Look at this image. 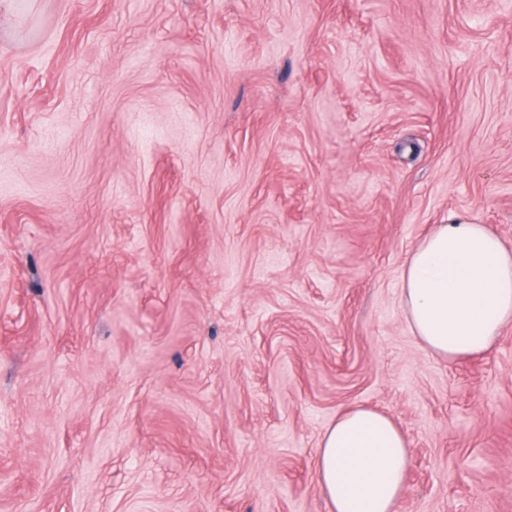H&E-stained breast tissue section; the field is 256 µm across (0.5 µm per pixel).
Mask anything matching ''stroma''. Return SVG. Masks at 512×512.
<instances>
[{"label":"stroma","instance_id":"obj_1","mask_svg":"<svg viewBox=\"0 0 512 512\" xmlns=\"http://www.w3.org/2000/svg\"><path fill=\"white\" fill-rule=\"evenodd\" d=\"M512 252V0H16L0 16V512H329L351 405L397 512H512V325L444 360L402 271ZM410 465L407 441L394 421L359 406L337 416L316 458L331 512H395Z\"/></svg>","mask_w":512,"mask_h":512}]
</instances>
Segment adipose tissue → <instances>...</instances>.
<instances>
[{"label":"adipose tissue","mask_w":512,"mask_h":512,"mask_svg":"<svg viewBox=\"0 0 512 512\" xmlns=\"http://www.w3.org/2000/svg\"><path fill=\"white\" fill-rule=\"evenodd\" d=\"M401 297L414 336L433 355L483 354L512 324V253L485 225H434L411 253ZM410 465L394 421L359 406L337 416L316 458L330 512H394Z\"/></svg>","instance_id":"1"}]
</instances>
